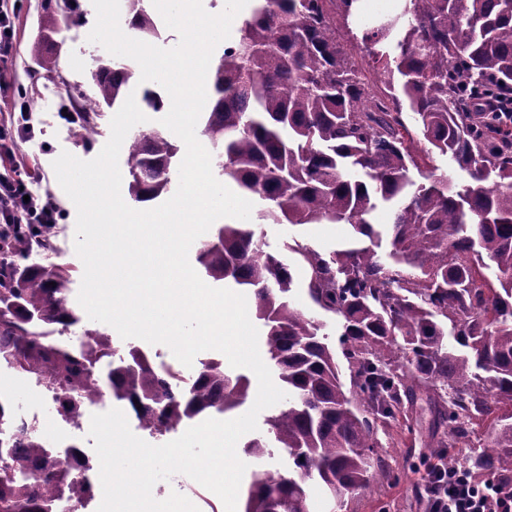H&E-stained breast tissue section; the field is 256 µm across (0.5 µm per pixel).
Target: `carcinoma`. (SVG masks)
I'll return each mask as SVG.
<instances>
[{
    "instance_id": "obj_1",
    "label": "carcinoma",
    "mask_w": 512,
    "mask_h": 512,
    "mask_svg": "<svg viewBox=\"0 0 512 512\" xmlns=\"http://www.w3.org/2000/svg\"><path fill=\"white\" fill-rule=\"evenodd\" d=\"M128 24L157 36L144 0H125ZM238 36L211 71L212 105L199 134L214 150L226 183L263 202L258 220L347 224L358 234L331 251L287 245L293 261L263 251L251 224H221L201 241L205 275L248 290L285 402L265 418L269 438L243 453L261 463L282 448L286 470L254 471L244 512H347L345 496L390 478L379 428L413 433V412L430 405L435 429L428 459L450 466L446 449L469 427L493 420L466 469L477 481L512 487V121L475 116V104L512 87V0H404L400 14L352 36L365 63L382 65L374 89L366 68L340 42L359 0H252ZM71 0H42L47 30L80 21ZM100 59L90 72L92 108L78 113L81 140H95L99 112L118 109L137 83L138 66L120 71ZM408 111H403V106ZM128 193L138 203L170 189L179 148L161 130L127 140ZM448 157L465 184L415 183L431 155ZM391 210L385 255L373 214ZM45 224H0V361L49 391L58 411L77 420L104 398L128 406L142 428L163 434L249 397L251 381L208 359L197 383L172 390L149 353L130 344L115 354L98 329L72 347L44 336L81 321L69 301V269L24 260L44 246ZM306 290L314 310L339 319L336 349L324 321L298 309ZM51 456L38 434L0 446V512H60L91 488L83 453Z\"/></svg>"
}]
</instances>
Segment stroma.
I'll use <instances>...</instances> for the list:
<instances>
[{"mask_svg":"<svg viewBox=\"0 0 512 512\" xmlns=\"http://www.w3.org/2000/svg\"><path fill=\"white\" fill-rule=\"evenodd\" d=\"M42 0H23L19 24L18 55L12 67L0 73V78L15 82L35 101L33 112L35 135L20 144L16 161L32 165L33 171L27 177L28 186H36L42 197L48 198L57 208L59 224L63 227L59 264L70 267L71 287L79 289L84 273V265L75 252L76 207L61 188L53 161L61 152L67 151L82 160L94 159L107 142L106 136H99L91 145L78 142L70 130V123L62 118L64 101L50 97L53 81L34 79L38 60L43 56L59 59L60 70L69 86L85 85L90 71L105 50L96 43L89 42L96 12L92 0H77L84 18L75 24H65L55 31L48 32L40 24ZM265 252L280 258H288V242L302 240L316 247L329 250L343 242L350 234L345 224H261L257 227ZM427 430H419L411 435L392 433V446L387 450L388 464L395 478L375 491H356L352 494L348 507L350 512H380L381 506H388L390 512H423L415 491L421 486L426 474L424 454Z\"/></svg>","mask_w":512,"mask_h":512,"instance_id":"stroma-1","label":"stroma"}]
</instances>
